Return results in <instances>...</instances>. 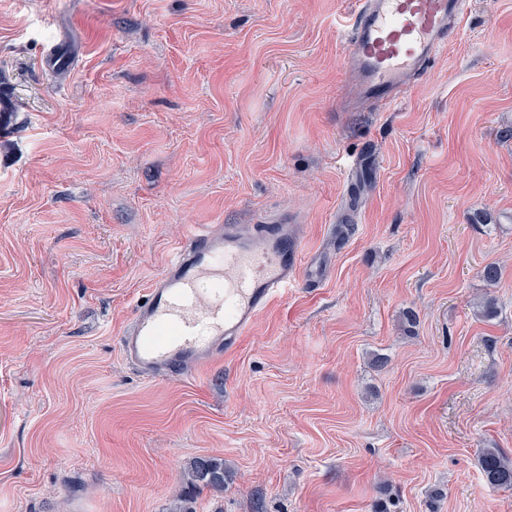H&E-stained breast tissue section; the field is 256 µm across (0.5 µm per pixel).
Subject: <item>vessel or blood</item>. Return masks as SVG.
I'll list each match as a JSON object with an SVG mask.
<instances>
[{
    "label": "vessel or blood",
    "instance_id": "obj_1",
    "mask_svg": "<svg viewBox=\"0 0 512 512\" xmlns=\"http://www.w3.org/2000/svg\"><path fill=\"white\" fill-rule=\"evenodd\" d=\"M466 0H360L345 24L348 108L395 102L448 42ZM150 284L121 345L146 378L189 374L229 350L297 280L305 238L297 225L198 224Z\"/></svg>",
    "mask_w": 512,
    "mask_h": 512
}]
</instances>
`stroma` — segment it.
<instances>
[{
  "instance_id": "stroma-1",
  "label": "stroma",
  "mask_w": 512,
  "mask_h": 512,
  "mask_svg": "<svg viewBox=\"0 0 512 512\" xmlns=\"http://www.w3.org/2000/svg\"><path fill=\"white\" fill-rule=\"evenodd\" d=\"M354 8L0 0V512H169L201 456L197 512H512L478 463L512 459V0L348 112ZM262 219L303 228L294 288L142 377L120 338L189 225ZM184 480L189 489L188 497L178 499L170 507V512H196L190 504L196 491L209 489L224 490V462L211 457H198L184 470Z\"/></svg>"
}]
</instances>
